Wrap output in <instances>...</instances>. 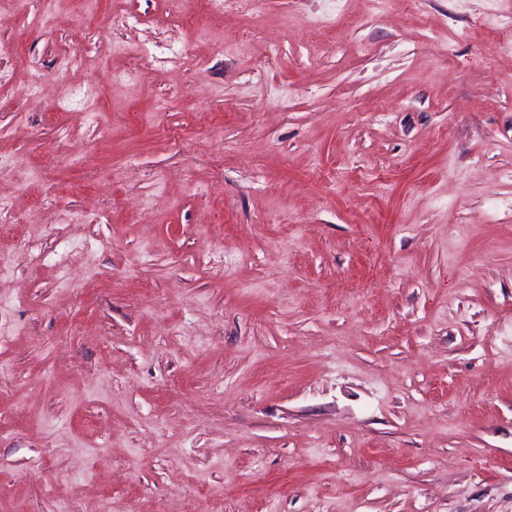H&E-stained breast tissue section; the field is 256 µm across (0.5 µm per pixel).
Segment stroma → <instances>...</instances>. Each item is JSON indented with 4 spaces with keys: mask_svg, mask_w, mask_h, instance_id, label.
<instances>
[{
    "mask_svg": "<svg viewBox=\"0 0 512 512\" xmlns=\"http://www.w3.org/2000/svg\"><path fill=\"white\" fill-rule=\"evenodd\" d=\"M331 8L0 0V512H512V0ZM225 2H233L241 12L250 18L258 19L265 10L266 0H208V5L213 10H224Z\"/></svg>",
    "mask_w": 512,
    "mask_h": 512,
    "instance_id": "1",
    "label": "stroma"
}]
</instances>
